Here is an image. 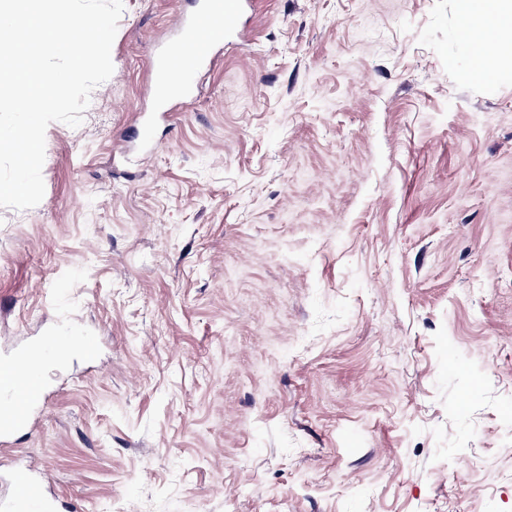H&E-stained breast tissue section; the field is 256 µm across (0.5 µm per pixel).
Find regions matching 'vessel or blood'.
<instances>
[{
    "mask_svg": "<svg viewBox=\"0 0 512 512\" xmlns=\"http://www.w3.org/2000/svg\"><path fill=\"white\" fill-rule=\"evenodd\" d=\"M252 0H195L191 11L175 22L177 42L154 67L157 107L185 104L191 98L190 80L210 68L225 45L239 41ZM32 351L0 358V438L28 429L46 403L41 380L34 372ZM10 494L0 499V512H55L42 480L18 468L9 477Z\"/></svg>",
    "mask_w": 512,
    "mask_h": 512,
    "instance_id": "b4317fda",
    "label": "vessel or blood"
}]
</instances>
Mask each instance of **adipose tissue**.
<instances>
[{
	"instance_id": "1",
	"label": "adipose tissue",
	"mask_w": 512,
	"mask_h": 512,
	"mask_svg": "<svg viewBox=\"0 0 512 512\" xmlns=\"http://www.w3.org/2000/svg\"><path fill=\"white\" fill-rule=\"evenodd\" d=\"M462 13L466 40L480 70L512 59V0H462Z\"/></svg>"
}]
</instances>
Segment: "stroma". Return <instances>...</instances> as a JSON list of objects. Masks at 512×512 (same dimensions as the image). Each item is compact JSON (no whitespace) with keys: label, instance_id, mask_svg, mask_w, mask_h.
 I'll return each mask as SVG.
<instances>
[{"label":"stroma","instance_id":"stroma-1","mask_svg":"<svg viewBox=\"0 0 512 512\" xmlns=\"http://www.w3.org/2000/svg\"><path fill=\"white\" fill-rule=\"evenodd\" d=\"M0 208V356L43 337L19 457L80 512H512V61L459 0H256L150 131L182 0Z\"/></svg>","mask_w":512,"mask_h":512}]
</instances>
